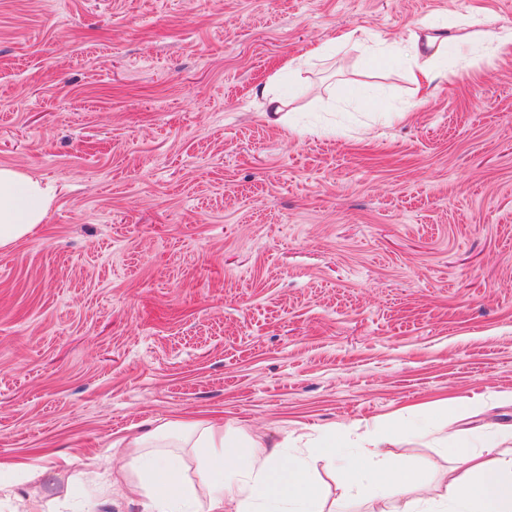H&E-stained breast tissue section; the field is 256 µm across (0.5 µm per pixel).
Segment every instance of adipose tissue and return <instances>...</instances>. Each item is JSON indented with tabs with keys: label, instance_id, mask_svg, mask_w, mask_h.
I'll return each mask as SVG.
<instances>
[{
	"label": "adipose tissue",
	"instance_id": "ef3b65f1",
	"mask_svg": "<svg viewBox=\"0 0 512 512\" xmlns=\"http://www.w3.org/2000/svg\"><path fill=\"white\" fill-rule=\"evenodd\" d=\"M447 47L442 27L426 37L409 36L403 52L416 91H426L438 80L433 59ZM51 201L48 187L39 179L0 166V249L34 234L45 222ZM390 441V432L379 430L361 450L326 433L319 436L316 451L341 461L340 503L371 490L381 500L394 494L403 497L397 512H427L420 471L402 469L387 475L377 466L365 468L373 450ZM126 446L122 471L138 477L143 512H323L322 492L305 456L286 454L260 437L233 435L222 422H185L173 434L159 426ZM452 453L465 472L451 484L445 512H512V457L486 460L469 445L453 448ZM190 455L200 460L192 479L184 476Z\"/></svg>",
	"mask_w": 512,
	"mask_h": 512
}]
</instances>
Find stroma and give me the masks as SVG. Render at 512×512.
<instances>
[{"mask_svg": "<svg viewBox=\"0 0 512 512\" xmlns=\"http://www.w3.org/2000/svg\"><path fill=\"white\" fill-rule=\"evenodd\" d=\"M454 14L422 96L400 49ZM502 26L512 0H0V166L53 191L0 250V461L50 469L57 512H141L127 435L383 425L384 465L444 493L461 463L406 418L452 445L512 425Z\"/></svg>", "mask_w": 512, "mask_h": 512, "instance_id": "1", "label": "stroma"}]
</instances>
